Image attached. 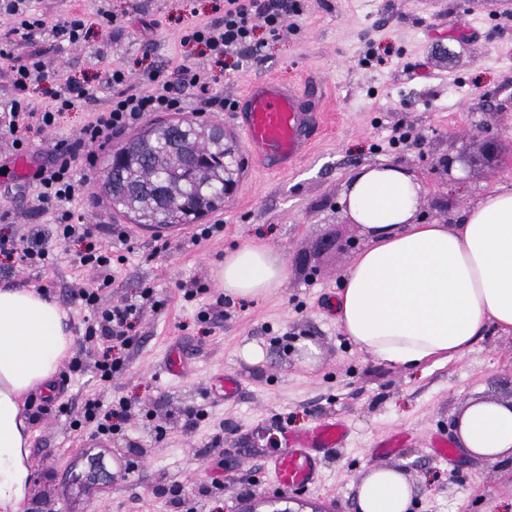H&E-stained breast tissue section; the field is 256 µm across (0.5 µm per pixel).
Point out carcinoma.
I'll list each match as a JSON object with an SVG mask.
<instances>
[{"instance_id": "cac0c4a2", "label": "carcinoma", "mask_w": 512, "mask_h": 512, "mask_svg": "<svg viewBox=\"0 0 512 512\" xmlns=\"http://www.w3.org/2000/svg\"><path fill=\"white\" fill-rule=\"evenodd\" d=\"M167 120H156L137 133L128 154L107 161L112 178L102 183L112 211L135 224L179 226L194 224L224 207V128L213 125L206 138L189 128L172 146ZM209 154L208 172L181 173L182 158ZM170 204L167 211L159 203Z\"/></svg>"}]
</instances>
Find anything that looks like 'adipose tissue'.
I'll return each mask as SVG.
<instances>
[{"instance_id":"adipose-tissue-1","label":"adipose tissue","mask_w":512,"mask_h":512,"mask_svg":"<svg viewBox=\"0 0 512 512\" xmlns=\"http://www.w3.org/2000/svg\"><path fill=\"white\" fill-rule=\"evenodd\" d=\"M419 185L397 165L360 168L345 191L366 245L339 293L338 320L358 350L405 369L463 356L487 327L512 334V184L497 185L447 227L414 220ZM288 276L261 244L224 260L226 292L262 296ZM65 312L38 290L0 289V507L24 512L30 429L24 398L46 385L71 349ZM464 450L512 462V403L471 401L457 416ZM405 471L370 469L356 486L359 512H409Z\"/></svg>"}]
</instances>
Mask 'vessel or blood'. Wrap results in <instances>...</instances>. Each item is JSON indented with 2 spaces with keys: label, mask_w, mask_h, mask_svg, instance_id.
Returning a JSON list of instances; mask_svg holds the SVG:
<instances>
[{
  "label": "vessel or blood",
  "mask_w": 512,
  "mask_h": 512,
  "mask_svg": "<svg viewBox=\"0 0 512 512\" xmlns=\"http://www.w3.org/2000/svg\"><path fill=\"white\" fill-rule=\"evenodd\" d=\"M316 122L314 111L302 105V96L276 81L251 82L234 114L253 155L269 169L285 171L305 151L307 129ZM348 435L347 426L333 419H318L303 432H283V448L266 460V480L280 491L307 489L321 480L325 449Z\"/></svg>",
  "instance_id": "b4317fda"
}]
</instances>
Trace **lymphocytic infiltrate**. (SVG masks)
<instances>
[{"label":"lymphocytic infiltrate","instance_id":"lymphocytic-infiltrate-1","mask_svg":"<svg viewBox=\"0 0 512 512\" xmlns=\"http://www.w3.org/2000/svg\"><path fill=\"white\" fill-rule=\"evenodd\" d=\"M294 7L293 0H224L223 17L189 28L183 40L204 45L217 66L223 64L225 56L234 53L258 62L262 59V45L254 38L257 23H264L270 33L279 34L284 15ZM105 79L116 89L109 106L96 113L80 137L66 146L55 147L49 164L39 167L36 173L39 187L37 200L42 210H54L56 222L53 228L47 235L39 236L32 246L17 248L0 242V251L10 252L22 264L50 265L51 242L61 243L76 238L85 243L84 250L77 256L80 267L98 271L105 280L111 277L112 252L103 238L109 235L123 240L127 234L115 224H83L70 210V202L81 190L80 183L73 175L74 164L80 159L92 160V148L105 147L113 135L135 125L146 113L176 112L181 110L182 105L163 71H149L143 79L137 80L124 69L114 67L106 71ZM83 97V92L64 88L55 96L56 110L44 112L31 107L28 101L21 98L9 112L0 114V123L15 132L13 146L15 150L23 151L27 144L18 136L20 129L33 124L43 129L52 127L57 112L74 109ZM79 298L94 310L93 323L86 329L88 338L97 339L100 346V355L94 366L101 379H111L115 369L113 349L129 342L132 322L144 305L157 309L162 302L150 287L142 290L140 302L105 308L100 305L99 289H84Z\"/></svg>","mask_w":512,"mask_h":512}]
</instances>
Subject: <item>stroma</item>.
<instances>
[{"label":"stroma","mask_w":512,"mask_h":512,"mask_svg":"<svg viewBox=\"0 0 512 512\" xmlns=\"http://www.w3.org/2000/svg\"><path fill=\"white\" fill-rule=\"evenodd\" d=\"M297 3L283 36L257 28L262 62L228 56L210 92L236 101L256 79L314 90L310 105L321 122L309 151L291 171L266 169L226 123L225 110L202 108L196 89H181L182 116L223 124L244 167L223 209L205 218L223 225L219 236L197 243L188 230L162 242L131 225L128 240L111 239L124 261L101 288L103 304L138 300L150 286L166 305L145 309L136 321L134 342L110 380H100L94 368L97 346L85 334L91 313L77 297L99 283L74 262L82 243L56 245V263L42 268L0 256V287L43 290L66 312L73 336L70 358L53 379L57 392H31L46 412L29 425L26 512H180L175 487L193 512H276L275 493L263 488L265 458L280 447L281 427L302 429L319 418L344 421L350 435L324 451L319 486L294 492V499L356 512L359 479L389 466L403 469L414 485L411 512H512L511 465L460 449L446 460L430 449L437 435L457 442L456 417L469 400H512V335L489 328L463 357L406 370L359 352L327 310L367 240L343 203L346 183L361 167L406 168L422 186V209L450 226L498 184L512 182L505 165L512 160V0ZM23 7L50 25L18 41L12 59H0V112L18 97L12 65L36 52L49 74L69 77L88 98L53 127L28 131L25 171L14 167L13 137L0 128V236L9 239L50 229L53 215L37 208L34 174L54 145L77 138L108 107L112 89L103 68L118 66L135 78L161 69L174 83L179 65L208 70L204 46L182 36L224 14V0H24ZM73 16L85 24L77 41L58 28ZM491 103L498 115L489 124ZM397 129L409 137L394 144ZM107 155L96 150L93 165L74 169L84 186L69 207L87 224L121 221L101 193ZM446 158L453 161L449 176L439 169ZM249 242L267 246L288 276L262 298L226 295L224 257ZM187 288L193 298H184ZM203 309L210 312L205 323L197 319ZM305 339L320 349L312 370L298 362ZM248 343L263 350L262 362L244 360ZM177 347L188 348L193 362L174 378L164 364ZM75 358L81 371L71 369ZM224 373L239 375L244 388L235 402L216 406L207 394ZM90 397L130 408L111 454L87 447L95 424L72 427ZM197 410L204 416L189 428ZM397 431L408 435L401 448L376 456L375 443ZM115 455L133 460L134 470L117 471Z\"/></svg>","instance_id":"obj_1"}]
</instances>
